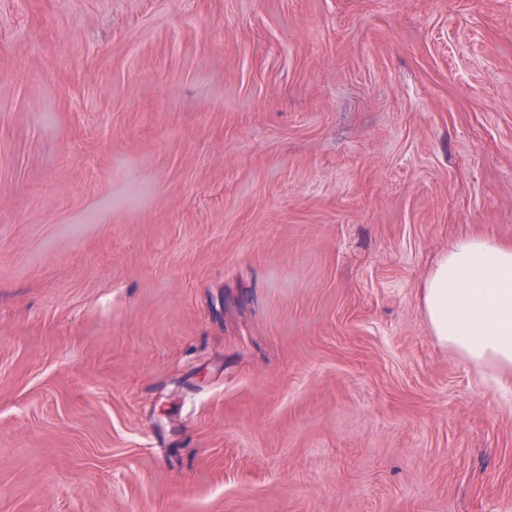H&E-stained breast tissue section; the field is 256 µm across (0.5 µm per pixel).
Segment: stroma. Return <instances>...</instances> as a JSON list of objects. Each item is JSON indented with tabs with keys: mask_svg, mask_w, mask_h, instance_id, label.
Instances as JSON below:
<instances>
[{
	"mask_svg": "<svg viewBox=\"0 0 512 512\" xmlns=\"http://www.w3.org/2000/svg\"><path fill=\"white\" fill-rule=\"evenodd\" d=\"M512 0H0V512H512ZM431 333L480 366L512 368V243L455 242L422 288Z\"/></svg>",
	"mask_w": 512,
	"mask_h": 512,
	"instance_id": "35a3bbf8",
	"label": "stroma"
}]
</instances>
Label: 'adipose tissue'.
<instances>
[{
    "mask_svg": "<svg viewBox=\"0 0 512 512\" xmlns=\"http://www.w3.org/2000/svg\"><path fill=\"white\" fill-rule=\"evenodd\" d=\"M431 333L474 364L512 368V243L455 242L426 280Z\"/></svg>",
    "mask_w": 512,
    "mask_h": 512,
    "instance_id": "ef3b65f1",
    "label": "adipose tissue"
}]
</instances>
